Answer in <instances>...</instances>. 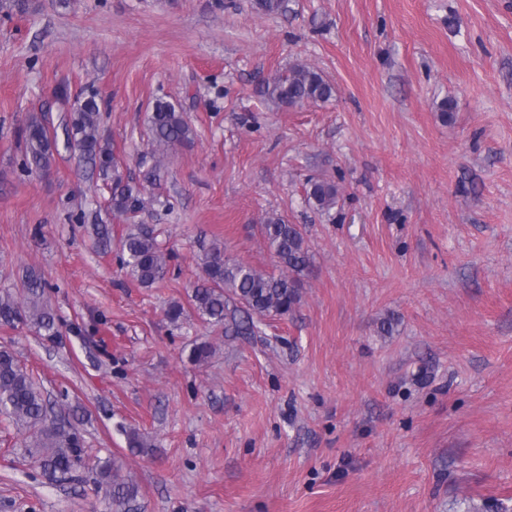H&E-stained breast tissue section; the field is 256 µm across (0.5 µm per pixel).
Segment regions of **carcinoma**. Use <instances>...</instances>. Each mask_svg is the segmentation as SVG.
Wrapping results in <instances>:
<instances>
[{"mask_svg": "<svg viewBox=\"0 0 512 512\" xmlns=\"http://www.w3.org/2000/svg\"><path fill=\"white\" fill-rule=\"evenodd\" d=\"M262 93L279 106L326 103L335 86L314 68L295 63L265 80ZM101 104L96 94L74 96L65 119L71 151L97 168L110 191L114 218L127 221L144 207L145 187L124 174L123 161L101 126ZM150 153L155 176H160L168 152L191 140L192 128L173 103L158 99L147 117ZM21 168L27 173L50 169L57 143L43 115L31 116L20 130ZM340 180L310 178L306 182L309 204L321 213L336 207ZM261 234L279 266L268 273L249 264L225 258L224 249L212 244L200 258L201 276L190 295L192 305L209 324L224 326L226 336L254 332L255 322L284 318L300 302V276L310 265L309 248L298 224L277 213L262 218ZM122 267L144 287L164 280L170 254L164 252L155 230L148 224H131L120 240ZM46 280L31 273L18 294L0 293V323L27 326L39 336L54 338L61 325L47 297ZM0 414L25 431L24 453L48 477L71 475L88 466L83 436L72 423H58L41 393L32 371L14 350L0 346ZM96 489L105 491L113 512H132L140 487L132 473L115 459L97 460L92 466Z\"/></svg>", "mask_w": 512, "mask_h": 512, "instance_id": "cac0c4a2", "label": "carcinoma"}]
</instances>
